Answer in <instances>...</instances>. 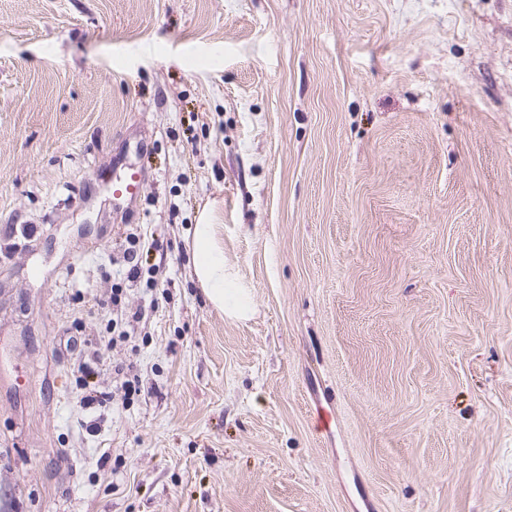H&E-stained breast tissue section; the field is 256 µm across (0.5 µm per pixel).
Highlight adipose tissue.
Here are the masks:
<instances>
[{
	"mask_svg": "<svg viewBox=\"0 0 512 512\" xmlns=\"http://www.w3.org/2000/svg\"><path fill=\"white\" fill-rule=\"evenodd\" d=\"M192 256L195 278L208 302L231 319L247 320L253 311L252 291L226 267L218 227L210 217L194 228Z\"/></svg>",
	"mask_w": 512,
	"mask_h": 512,
	"instance_id": "1",
	"label": "adipose tissue"
}]
</instances>
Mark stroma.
<instances>
[{
  "label": "stroma",
  "mask_w": 512,
  "mask_h": 512,
  "mask_svg": "<svg viewBox=\"0 0 512 512\" xmlns=\"http://www.w3.org/2000/svg\"><path fill=\"white\" fill-rule=\"evenodd\" d=\"M0 512H512V0H0ZM142 185L139 171L130 172L123 178L116 176L112 180V198L118 203L131 202L140 195ZM219 224L204 216L195 224L192 239L193 272L208 302L227 317L244 321L252 314V291L224 262Z\"/></svg>",
  "instance_id": "1"
}]
</instances>
